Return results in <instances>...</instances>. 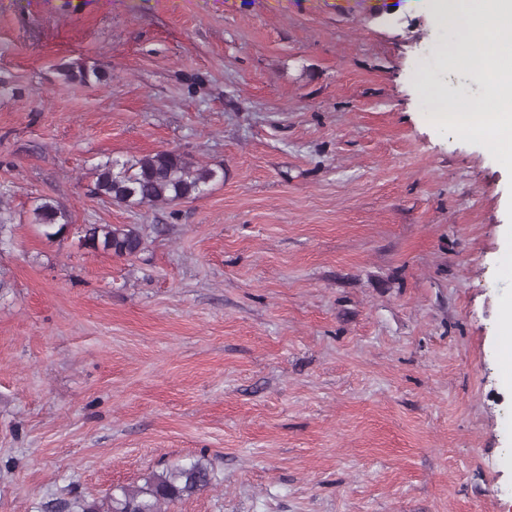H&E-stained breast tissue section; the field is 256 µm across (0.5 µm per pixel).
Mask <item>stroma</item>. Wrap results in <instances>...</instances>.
<instances>
[{
    "mask_svg": "<svg viewBox=\"0 0 512 512\" xmlns=\"http://www.w3.org/2000/svg\"><path fill=\"white\" fill-rule=\"evenodd\" d=\"M452 38L424 0H0V512L196 459L212 485L166 512H512V176L434 127L441 91L489 95ZM172 148L222 178L91 193ZM93 192L125 204L169 203L203 195L219 171L200 166L178 150H160L132 160L97 166ZM33 224L43 228V235L54 238L70 226L67 213L53 201L45 200L33 209ZM80 237L93 250L111 252L118 257H132L143 250L144 238L135 225L85 224Z\"/></svg>",
    "mask_w": 512,
    "mask_h": 512,
    "instance_id": "obj_1",
    "label": "stroma"
}]
</instances>
